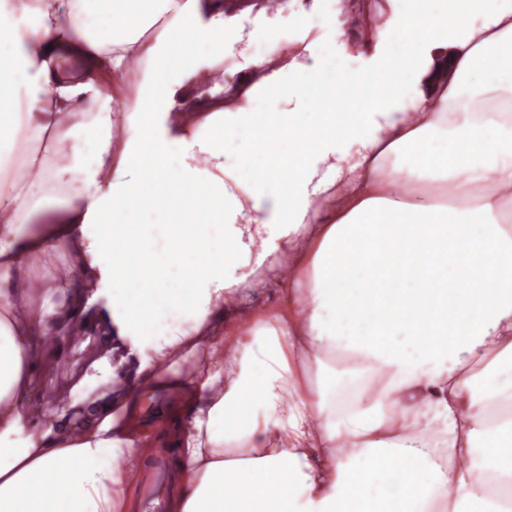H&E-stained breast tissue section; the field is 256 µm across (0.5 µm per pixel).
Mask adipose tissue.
<instances>
[{"mask_svg":"<svg viewBox=\"0 0 512 512\" xmlns=\"http://www.w3.org/2000/svg\"><path fill=\"white\" fill-rule=\"evenodd\" d=\"M395 2L382 19L287 0L354 34L357 68L335 83L380 104L317 113L290 162L253 177L228 167L230 137L271 92L293 127L323 54L303 37L256 54L261 0L233 16L223 0H35L20 27L0 0V100L26 103L0 113V432L14 436L0 512L132 506L148 446L127 412L104 402L86 422L39 423L29 407L45 339L95 274L118 336L144 337L171 307L190 322L141 384L174 354H206L170 512H512V0H477V25L467 0L450 18ZM185 25L247 76L202 85L205 65L169 38ZM461 103L469 121L449 125ZM67 150L75 192L59 183ZM420 162L426 197L410 201L400 188ZM147 178L208 193L224 226L225 253L190 263L174 302L123 285L114 227ZM265 268L274 302L247 306Z\"/></svg>","mask_w":512,"mask_h":512,"instance_id":"adipose-tissue-1","label":"adipose tissue"}]
</instances>
